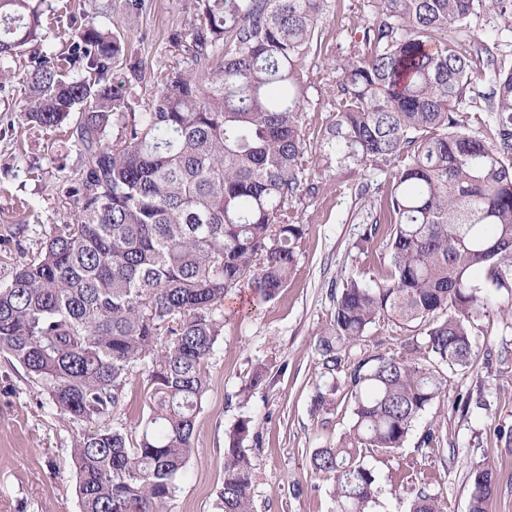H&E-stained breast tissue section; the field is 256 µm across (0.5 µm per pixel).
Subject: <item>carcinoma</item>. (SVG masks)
Instances as JSON below:
<instances>
[{"mask_svg": "<svg viewBox=\"0 0 512 512\" xmlns=\"http://www.w3.org/2000/svg\"><path fill=\"white\" fill-rule=\"evenodd\" d=\"M480 8L512 31V0H381L364 38L319 75L336 113L326 155L351 173L392 169L364 237L382 238L387 266L346 279L315 345L321 376L336 384L378 321L414 332L403 352L360 358L343 380L353 424L310 457L333 479L336 512H370L365 451L403 447L446 388L444 369L472 365L481 321L512 317V65L484 44L460 52L450 34ZM344 13V0H194L172 36L182 61L137 112L110 80L120 33L92 21L53 50L39 5L0 0V78L24 61L18 120L64 132L80 160L61 223L0 287V354L59 414L94 426L72 448L80 512H164L193 452L224 304L244 284L259 302L288 286L305 231L293 201L316 175L308 59L321 52L320 24ZM486 69L488 137L463 112ZM139 366L151 405L131 442L110 418ZM251 439L242 417L219 512H253ZM472 476L469 512H489L493 470ZM409 512L442 510L422 492Z\"/></svg>", "mask_w": 512, "mask_h": 512, "instance_id": "1", "label": "carcinoma"}]
</instances>
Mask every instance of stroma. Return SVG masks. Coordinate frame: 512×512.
Returning <instances> with one entry per match:
<instances>
[{
  "mask_svg": "<svg viewBox=\"0 0 512 512\" xmlns=\"http://www.w3.org/2000/svg\"><path fill=\"white\" fill-rule=\"evenodd\" d=\"M44 24L50 42L60 45L69 26H81L110 6L112 28L124 36L126 60L112 70L115 85L146 105L162 85L161 74L181 61L173 33L193 15V0H47ZM69 7L73 23L57 22L56 10ZM484 41L498 44L512 63V32L497 17L478 12L462 50ZM142 67L134 79L127 60ZM18 89L0 80V287L12 279L60 219V191L80 166L71 140L19 124ZM336 115L319 109L305 114L307 149L318 171L317 188L294 203L306 231L285 288L275 299L256 302L249 289L232 297L224 313L223 334L208 361L209 386L197 415L194 451L188 459L167 512H218L224 483L229 434L248 416L260 434L251 446L255 512H335L333 484L310 465L315 449L332 445L352 423L344 391L335 409L321 417L311 411L322 382L315 343L329 324L336 300L350 275L380 269L388 253L365 243L372 203L388 184L387 169L355 174L336 166L320 145ZM410 333L388 321L373 324L352 349L353 357L400 351ZM472 367L448 375L445 393L420 413L403 448L392 454L369 453L379 490L377 512H408L417 493L437 496L444 512H468L473 466L492 467L497 482L491 512H512V322L493 315L483 319L475 338ZM267 375L265 386L249 401L240 392L255 368ZM150 395L141 374H134L125 403L114 420L139 436L149 412ZM435 430L440 443L424 448L420 438ZM89 427L60 416L47 393L24 369L0 355V512H79L71 450Z\"/></svg>",
  "mask_w": 512,
  "mask_h": 512,
  "instance_id": "35a3bbf8",
  "label": "stroma"
}]
</instances>
